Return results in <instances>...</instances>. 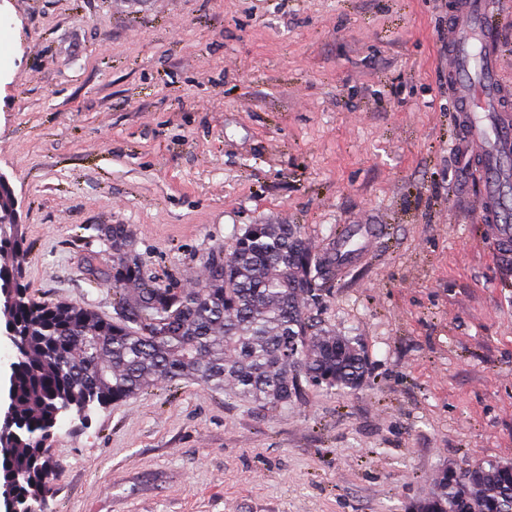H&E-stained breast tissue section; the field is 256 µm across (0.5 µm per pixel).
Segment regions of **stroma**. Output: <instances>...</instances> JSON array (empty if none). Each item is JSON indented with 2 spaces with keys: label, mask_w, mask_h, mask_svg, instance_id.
Here are the masks:
<instances>
[{
  "label": "stroma",
  "mask_w": 512,
  "mask_h": 512,
  "mask_svg": "<svg viewBox=\"0 0 512 512\" xmlns=\"http://www.w3.org/2000/svg\"><path fill=\"white\" fill-rule=\"evenodd\" d=\"M449 0H0V172L37 301L115 316L101 224L191 287L250 224L315 250L369 378L272 409L190 379L59 421L38 512H411L512 462V273L452 148ZM494 48L512 84V0Z\"/></svg>",
  "instance_id": "1"
}]
</instances>
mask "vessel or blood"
Wrapping results in <instances>:
<instances>
[{"mask_svg":"<svg viewBox=\"0 0 512 512\" xmlns=\"http://www.w3.org/2000/svg\"><path fill=\"white\" fill-rule=\"evenodd\" d=\"M496 12L494 0H454L448 22V69L461 139L455 148L472 152L481 172L478 209L494 226L499 250L512 249V86L500 78V61L485 35Z\"/></svg>","mask_w":512,"mask_h":512,"instance_id":"obj_1","label":"vessel or blood"}]
</instances>
